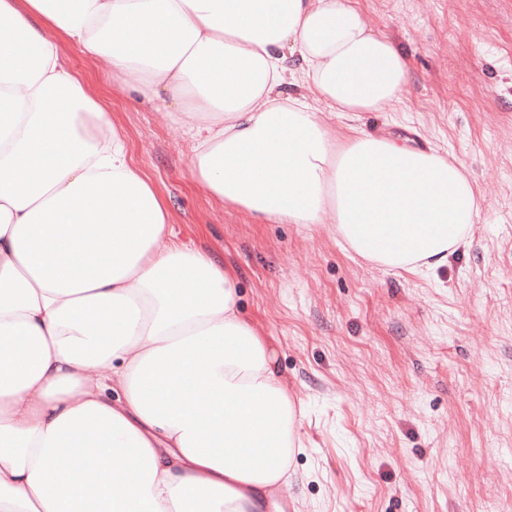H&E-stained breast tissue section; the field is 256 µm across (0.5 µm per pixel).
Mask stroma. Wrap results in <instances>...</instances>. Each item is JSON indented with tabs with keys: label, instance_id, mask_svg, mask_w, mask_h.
I'll return each instance as SVG.
<instances>
[{
	"label": "stroma",
	"instance_id": "35a3bbf8",
	"mask_svg": "<svg viewBox=\"0 0 512 512\" xmlns=\"http://www.w3.org/2000/svg\"><path fill=\"white\" fill-rule=\"evenodd\" d=\"M410 73L388 112H321L464 163L482 212L445 265L390 270L333 224H262L191 179L166 103L66 48L179 239L219 257L304 406L290 512H512V0H351Z\"/></svg>",
	"mask_w": 512,
	"mask_h": 512
}]
</instances>
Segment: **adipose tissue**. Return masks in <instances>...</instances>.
Here are the masks:
<instances>
[{"label":"adipose tissue","instance_id":"ef3b65f1","mask_svg":"<svg viewBox=\"0 0 512 512\" xmlns=\"http://www.w3.org/2000/svg\"><path fill=\"white\" fill-rule=\"evenodd\" d=\"M67 46L195 116L194 183L261 222L330 214L362 257L432 270L481 200L461 162L319 121L408 84L350 0H0V512H281L303 442L276 350Z\"/></svg>","mask_w":512,"mask_h":512}]
</instances>
